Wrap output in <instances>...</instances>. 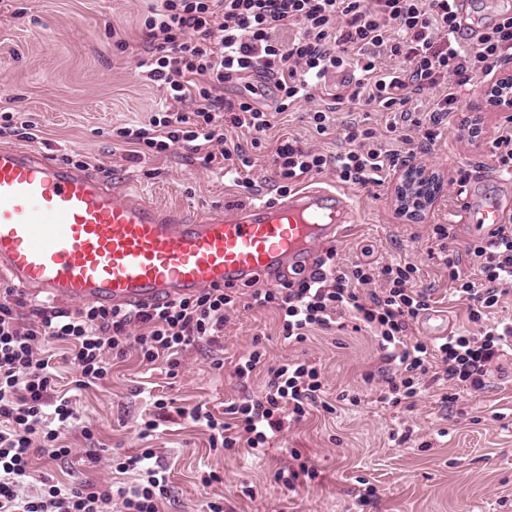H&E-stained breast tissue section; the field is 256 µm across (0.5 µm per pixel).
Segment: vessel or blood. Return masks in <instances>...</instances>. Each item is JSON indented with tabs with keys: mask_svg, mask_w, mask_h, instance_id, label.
Returning a JSON list of instances; mask_svg holds the SVG:
<instances>
[{
	"mask_svg": "<svg viewBox=\"0 0 512 512\" xmlns=\"http://www.w3.org/2000/svg\"><path fill=\"white\" fill-rule=\"evenodd\" d=\"M458 216L488 240L512 206L468 193ZM356 221L350 194L325 187L186 219L39 150L0 148V276L55 302L137 306L273 286Z\"/></svg>",
	"mask_w": 512,
	"mask_h": 512,
	"instance_id": "1",
	"label": "vessel or blood"
}]
</instances>
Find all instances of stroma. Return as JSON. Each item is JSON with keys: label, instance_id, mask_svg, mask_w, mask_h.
<instances>
[{"label": "stroma", "instance_id": "1", "mask_svg": "<svg viewBox=\"0 0 512 512\" xmlns=\"http://www.w3.org/2000/svg\"><path fill=\"white\" fill-rule=\"evenodd\" d=\"M159 5V0H0V113L18 112L32 121L34 148L54 163L80 158L103 180L125 182L186 216L247 204L241 187L185 149L138 162L112 137L113 128L148 122L165 98L163 88L146 80L138 67L142 23ZM115 29L127 41L125 50L112 45ZM483 93L480 87L459 89V111L442 124L431 151L417 155L443 180L436 202L419 218L401 215L395 194L401 173L395 166L382 183L348 186L358 217L337 248L347 265L416 264L418 286L430 289L433 307L447 312L456 332L470 327L468 303L453 295L447 269L428 252L436 247L432 228L437 224H455L460 248L477 237L455 223L457 171H496L491 142L506 123L505 113L487 109L478 139L462 130ZM309 108L303 102L278 115L270 138L295 137L327 153L341 150L347 113H335L327 134L320 135L303 120ZM257 337L266 345L267 367L243 386L234 364ZM286 359L321 366L324 398L336 411L289 424L263 457L210 449L202 428L180 418L166 422L148 441L139 439L154 397L186 407L203 402L220 414L225 402L247 392L260 394L267 368ZM379 364L378 338L370 331H320L289 344L279 338L274 311H238L224 325L223 372L210 369L208 349L201 345L188 348L174 379L130 358L82 391L79 412L82 422L99 429L106 448L123 454L148 446L161 456L169 478L161 512H200L207 498L223 500L226 512H512V355L494 368L490 388L459 390L449 412L428 395L410 409L380 403L381 379L364 378ZM345 390L358 393L360 403L340 401ZM407 429L410 440L399 442L398 433ZM296 452L313 460L319 475L293 491L274 474L291 464ZM210 471L221 480L202 487L200 477ZM365 484L373 493L363 506L358 495Z\"/></svg>", "mask_w": 512, "mask_h": 512}]
</instances>
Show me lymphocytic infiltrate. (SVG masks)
Masks as SVG:
<instances>
[{"label": "lymphocytic infiltrate", "mask_w": 512, "mask_h": 512, "mask_svg": "<svg viewBox=\"0 0 512 512\" xmlns=\"http://www.w3.org/2000/svg\"><path fill=\"white\" fill-rule=\"evenodd\" d=\"M143 26L147 42L139 65L148 80L164 87L166 104L148 124L116 128L115 138L139 159L185 147L249 193L253 161L240 144L228 141L225 128L245 130L252 147H260L276 113L313 99L333 71L350 68L355 76L346 94L306 112L317 134L327 133L332 113L342 107L374 106L391 113L387 131L410 146L416 130L426 143L437 139L443 121L458 109L459 88L477 87L512 62V15L467 45L453 0H162ZM386 54L398 59V68H382ZM254 75L273 80L275 111L255 101L254 85L247 95L224 96L226 83ZM440 87L445 93L429 117H416L418 97ZM343 139L344 150L328 155L298 139L279 138L272 153L279 193L329 168L346 184L380 182L395 157L376 131L353 120ZM432 233L449 280L469 303L468 319L478 327L475 335L455 333L437 344L411 334L430 307L429 295L415 284L416 265L346 266L333 249L308 274L274 288H205L151 307H47L26 320L24 299L13 288H1L0 512H160L168 478L153 449L120 456L117 470L137 472L139 480L119 487L33 479L31 456L73 457L63 435L79 419L75 394L107 376L110 358L132 354L177 376L183 352L201 341L221 345L228 314L241 308L276 310L280 336L290 343L304 342L316 330L350 326L376 332L380 359L394 368L382 403L411 407L430 388L450 381L470 392L484 390L493 367L512 350V320L484 321L512 293V225L461 251L452 246L453 225H434ZM376 280L380 291L361 294V286ZM57 343L79 374L70 394L57 387ZM324 386L316 364L287 359L268 369L261 395L225 403L220 417L203 404L186 409L156 400L157 412L139 435L150 437L175 414L205 427L211 448H246L256 456L288 423L309 414Z\"/></svg>", "instance_id": "f902f5d3"}]
</instances>
